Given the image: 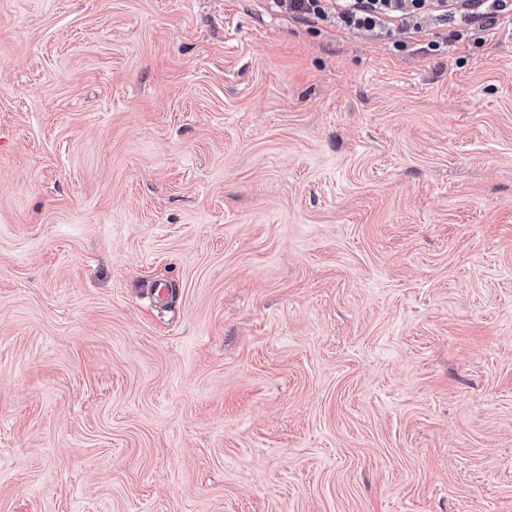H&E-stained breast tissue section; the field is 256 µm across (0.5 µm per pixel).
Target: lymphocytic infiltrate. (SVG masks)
Returning a JSON list of instances; mask_svg holds the SVG:
<instances>
[{
  "label": "lymphocytic infiltrate",
  "mask_w": 512,
  "mask_h": 512,
  "mask_svg": "<svg viewBox=\"0 0 512 512\" xmlns=\"http://www.w3.org/2000/svg\"><path fill=\"white\" fill-rule=\"evenodd\" d=\"M272 8L304 23L328 21L345 30L419 33L434 26L456 34L493 29L512 19V0H269Z\"/></svg>",
  "instance_id": "obj_1"
}]
</instances>
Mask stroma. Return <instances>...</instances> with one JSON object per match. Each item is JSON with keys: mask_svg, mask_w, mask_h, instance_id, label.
Here are the masks:
<instances>
[{"mask_svg": "<svg viewBox=\"0 0 512 512\" xmlns=\"http://www.w3.org/2000/svg\"><path fill=\"white\" fill-rule=\"evenodd\" d=\"M433 39L0 0V512H512V23Z\"/></svg>", "mask_w": 512, "mask_h": 512, "instance_id": "1", "label": "stroma"}]
</instances>
